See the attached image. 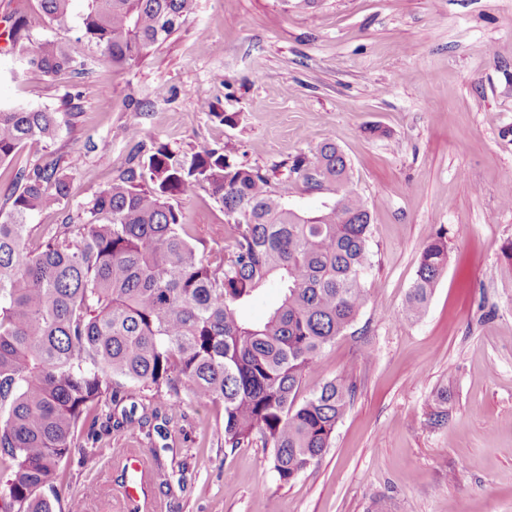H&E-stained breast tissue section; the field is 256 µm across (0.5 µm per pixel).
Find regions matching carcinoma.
<instances>
[{"mask_svg":"<svg viewBox=\"0 0 512 512\" xmlns=\"http://www.w3.org/2000/svg\"><path fill=\"white\" fill-rule=\"evenodd\" d=\"M73 2L39 5L50 25L66 27L77 15L80 38L122 72L177 31L196 0H82L77 14ZM10 19V53L23 69L89 73L92 60L33 38L22 15ZM78 109L69 99L61 111L0 107V165L31 141L53 139ZM286 171L333 199L301 213L268 173L219 148L186 159L161 144L120 170L78 222L49 228L35 250L28 220L66 200L69 180L54 159L15 171L0 218V512H64L56 470L76 449L94 454L103 430L135 422L169 448L186 417L184 395L222 414L216 442L234 450L258 440L269 449L282 485L325 454L353 387L338 376L308 389L305 374L365 304L371 215L331 140ZM203 186L230 231L218 251L199 248L171 204ZM447 263L445 234L435 231L420 252L406 317H422ZM272 283L279 304L261 320L244 316ZM436 398L430 420L441 426L448 388ZM126 401L129 411L120 408ZM90 410L97 416L85 428Z\"/></svg>","mask_w":512,"mask_h":512,"instance_id":"carcinoma-1","label":"carcinoma"}]
</instances>
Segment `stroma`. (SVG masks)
Instances as JSON below:
<instances>
[{
	"mask_svg": "<svg viewBox=\"0 0 512 512\" xmlns=\"http://www.w3.org/2000/svg\"><path fill=\"white\" fill-rule=\"evenodd\" d=\"M17 10L34 37L97 59L90 75L52 78L0 52V106L58 109L71 93L82 112L0 166L4 210L14 166L56 158L69 176L68 199L31 217L30 247L157 144L186 157L224 149L313 211L330 193L275 167L329 138L371 213L367 302L306 373L311 386L339 375L355 386L327 453L279 485L261 443L225 452L212 440L220 416L195 403L161 454L184 464L186 482L154 478L148 512H268L272 500L278 512H512V0H196L169 40L121 73L76 29L46 23L38 0H0V30ZM173 204L197 243L224 246V211L206 188ZM436 230L448 266L412 321L401 310ZM443 386L448 423L435 427ZM128 448L152 446L139 433L102 435L95 475L72 454L55 477L63 499L95 480L90 512H127Z\"/></svg>",
	"mask_w": 512,
	"mask_h": 512,
	"instance_id": "obj_1",
	"label": "stroma"
}]
</instances>
